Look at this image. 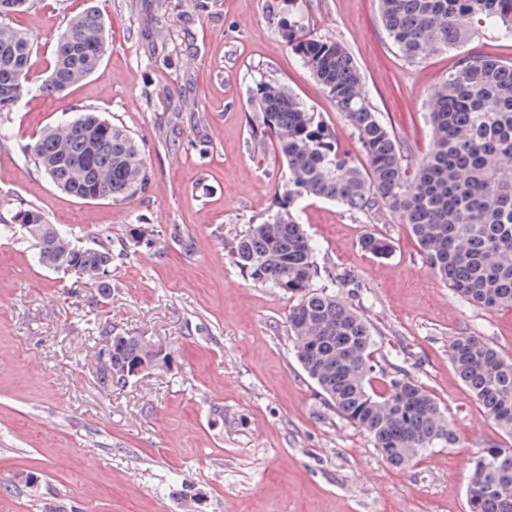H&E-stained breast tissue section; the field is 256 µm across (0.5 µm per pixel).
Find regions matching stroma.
<instances>
[{"label": "stroma", "mask_w": 512, "mask_h": 512, "mask_svg": "<svg viewBox=\"0 0 512 512\" xmlns=\"http://www.w3.org/2000/svg\"><path fill=\"white\" fill-rule=\"evenodd\" d=\"M307 34L336 40L358 64L369 102L404 141L410 164L428 152V99L455 62L404 59L378 0H298ZM96 7L107 25L99 68L63 96L24 93L1 119L0 217L25 203L79 241L112 236V292L36 261L25 229L0 235V512H468L472 461L488 441L512 447L458 380L453 336L482 337L512 358V309L488 311L434 275L397 214L307 200L298 216L320 264L353 287L318 285L358 305L375 331L373 361L408 372L456 433L404 471L370 437L329 410L294 356L289 301L243 276L225 241L271 210L286 167L253 150L250 98L279 81L320 112L342 145L343 114L268 18L265 0H36L11 24L36 43L43 75L69 16ZM94 110L139 142L150 180L117 201L59 191L21 147L42 129ZM145 224L154 245L125 241ZM388 239L378 257L366 235ZM166 345L176 365L101 383L105 330ZM40 477L15 489L20 472Z\"/></svg>", "instance_id": "obj_1"}]
</instances>
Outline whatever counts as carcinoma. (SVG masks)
Here are the masks:
<instances>
[{
	"instance_id": "cac0c4a2",
	"label": "carcinoma",
	"mask_w": 512,
	"mask_h": 512,
	"mask_svg": "<svg viewBox=\"0 0 512 512\" xmlns=\"http://www.w3.org/2000/svg\"><path fill=\"white\" fill-rule=\"evenodd\" d=\"M383 24L398 51L414 62L462 47L479 29L512 39V0H379ZM32 0H0V112L13 111L31 83L33 39L4 19ZM279 35L351 127L364 164L340 145L336 131L285 85L263 82L251 139L271 141L288 175L273 210L252 217L226 243L232 263L253 282L295 301L287 323L296 358L338 416L363 429L396 469L414 465L429 448L453 447L456 436L434 396L402 369L371 360L373 328L360 311L316 288L322 277L351 286L343 273L318 264L317 249L295 217L303 200L334 202L348 210L396 212L414 235L433 273L464 301L486 310L512 307V61L459 53L448 78L430 97L432 144L415 169L405 147L370 106L362 75L336 41L304 34L295 0H267ZM107 49L106 25L89 7L57 37L53 63L38 86L62 94L92 75ZM59 190L81 200L125 198L149 173L131 132L100 113L85 111L43 130L22 147ZM36 231L39 264L75 269L99 279L101 300L112 290V240L82 245L30 205L0 218V234L15 225ZM365 248L385 255L386 238L371 234ZM455 372L484 417L512 436V359L478 336L461 333L448 346ZM147 353L139 336L113 347L112 366L96 359L109 387L129 383L131 367ZM470 512H512V450L491 441L474 462Z\"/></svg>"
}]
</instances>
